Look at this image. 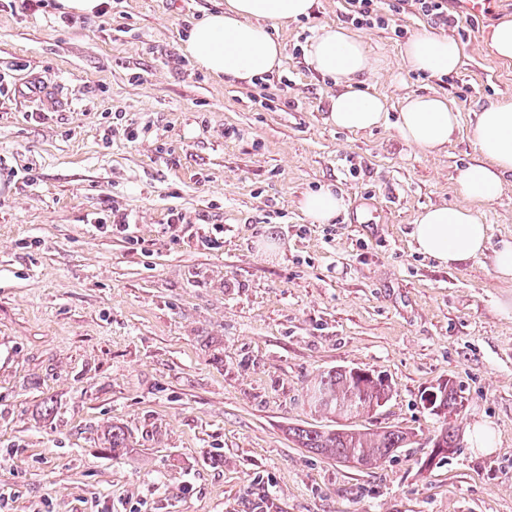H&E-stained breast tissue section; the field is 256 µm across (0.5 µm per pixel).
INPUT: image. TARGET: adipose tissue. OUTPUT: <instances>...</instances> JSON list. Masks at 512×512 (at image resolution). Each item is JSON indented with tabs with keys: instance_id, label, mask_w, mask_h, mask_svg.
Returning a JSON list of instances; mask_svg holds the SVG:
<instances>
[{
	"instance_id": "1",
	"label": "adipose tissue",
	"mask_w": 512,
	"mask_h": 512,
	"mask_svg": "<svg viewBox=\"0 0 512 512\" xmlns=\"http://www.w3.org/2000/svg\"><path fill=\"white\" fill-rule=\"evenodd\" d=\"M314 0H224L223 9L193 24L183 49L196 64L216 79L248 83L275 72L282 64L283 46L269 22H289L309 15ZM310 65L322 76L342 83L369 72L373 60L365 42L346 29L327 25L309 41ZM411 70L448 74L461 62V48L452 38L423 30L401 51ZM388 118L385 98L344 90L333 96L329 123L352 132L380 126ZM459 123L457 111L437 94L406 97L396 124L400 137L425 152L440 151ZM477 155L456 175L467 203L432 206L417 218L411 236L422 254L448 266L482 254L488 227L478 207L498 200L507 176L512 175V98L483 107L475 125ZM299 207L313 224L331 223L345 208V200L330 187L302 195Z\"/></svg>"
}]
</instances>
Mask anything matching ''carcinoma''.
<instances>
[{"label": "carcinoma", "instance_id": "carcinoma-1", "mask_svg": "<svg viewBox=\"0 0 512 512\" xmlns=\"http://www.w3.org/2000/svg\"><path fill=\"white\" fill-rule=\"evenodd\" d=\"M314 389L325 395V398L317 401V407L340 413H358L374 402L388 399L391 392L390 385L380 376L354 377L342 369L322 374ZM435 408L437 411L434 415L443 418L457 411L458 397L454 386L445 384L436 389ZM291 433L304 448L363 467L373 466L379 460L392 456L398 449L410 445L408 434L400 430L361 433L294 428Z\"/></svg>", "mask_w": 512, "mask_h": 512}]
</instances>
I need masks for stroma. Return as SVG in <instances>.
I'll return each instance as SVG.
<instances>
[{"label":"stroma","instance_id":"1","mask_svg":"<svg viewBox=\"0 0 512 512\" xmlns=\"http://www.w3.org/2000/svg\"><path fill=\"white\" fill-rule=\"evenodd\" d=\"M223 6L108 0L68 24L57 0L34 14L0 0V512H512V286L492 261L512 239V177L480 209L483 254L445 267L410 236L425 208L464 204L476 113L512 97V60L487 38L512 0L448 28L462 57L446 77L409 70L392 32L359 30L375 66L355 89L456 107L434 154L391 123L328 122L336 87L304 49L345 0L275 24L268 80L174 65ZM328 183L346 209L310 223L298 201ZM116 208L134 236L108 229ZM173 212L195 233H166ZM349 366L387 376L386 404L311 406L314 380ZM445 380L459 408L442 420L421 395ZM480 422L487 452L468 442ZM445 425L457 447L430 459ZM294 426L412 438L365 469L302 448Z\"/></svg>","mask_w":512,"mask_h":512}]
</instances>
